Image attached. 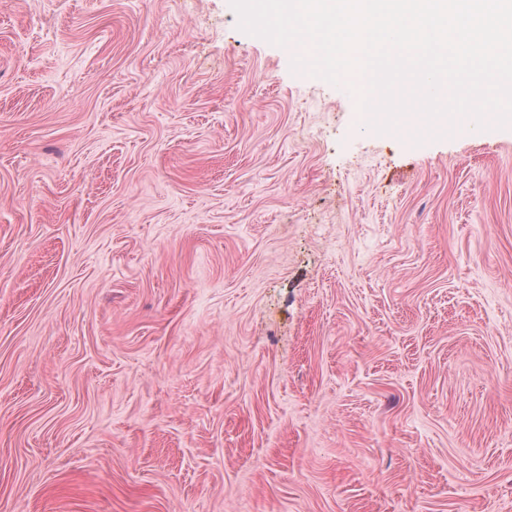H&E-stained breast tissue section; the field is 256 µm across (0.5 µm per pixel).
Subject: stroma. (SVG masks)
Segmentation results:
<instances>
[{
  "label": "stroma",
  "instance_id": "1",
  "mask_svg": "<svg viewBox=\"0 0 512 512\" xmlns=\"http://www.w3.org/2000/svg\"><path fill=\"white\" fill-rule=\"evenodd\" d=\"M291 57L0 0V512H512V125Z\"/></svg>",
  "mask_w": 512,
  "mask_h": 512
}]
</instances>
